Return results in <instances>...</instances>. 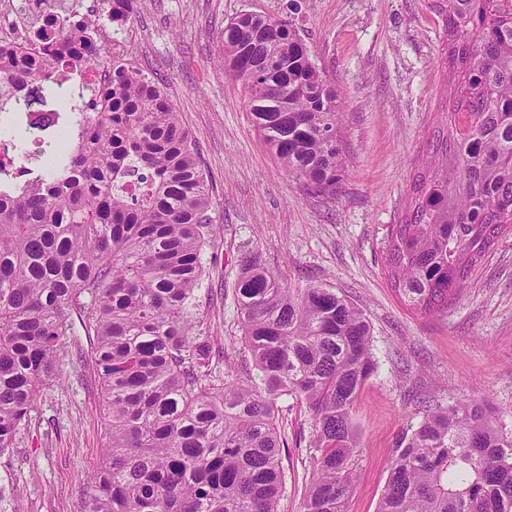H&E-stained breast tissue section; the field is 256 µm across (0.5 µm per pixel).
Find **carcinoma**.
Returning a JSON list of instances; mask_svg holds the SVG:
<instances>
[{"mask_svg":"<svg viewBox=\"0 0 512 512\" xmlns=\"http://www.w3.org/2000/svg\"><path fill=\"white\" fill-rule=\"evenodd\" d=\"M444 67L461 86L440 106L385 240V267L413 312L443 317L512 231V0H441ZM81 17L40 57L0 76L38 84L62 113L37 168L0 170V454L34 399L61 377L64 340L92 338L105 416L100 465L79 512H279L278 401L312 420L301 512H347L359 438L352 410L375 370L371 326L346 298L291 289L258 256L235 285L244 359L213 375L201 300L213 201L194 135L167 92L130 61L83 109L76 77L108 57ZM224 72L284 168L318 192L344 170L338 95L288 18L241 13L225 27ZM286 101L281 106L280 101ZM33 125L16 120L25 155ZM376 512H512V432L477 403L425 410L400 437Z\"/></svg>","mask_w":512,"mask_h":512,"instance_id":"1","label":"carcinoma"}]
</instances>
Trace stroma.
Wrapping results in <instances>:
<instances>
[{
    "instance_id": "35a3bbf8",
    "label": "stroma",
    "mask_w": 512,
    "mask_h": 512,
    "mask_svg": "<svg viewBox=\"0 0 512 512\" xmlns=\"http://www.w3.org/2000/svg\"><path fill=\"white\" fill-rule=\"evenodd\" d=\"M243 12L292 19L335 83L346 163L335 194L288 175L256 130L241 82L214 66L225 25ZM125 29L132 50L117 59L165 87L209 177L216 234L202 298L216 371L235 373L243 359L234 287L252 253L288 287L345 296L371 325L377 369L353 410L360 451L349 512H375L396 442L425 406L477 401L512 432V232L442 320L408 310L384 265L448 77L433 0H134ZM66 346L60 381L35 399L27 429L0 457V512H79L99 464L105 425L90 341L70 336ZM280 407V510L300 512L312 425L295 401Z\"/></svg>"
}]
</instances>
